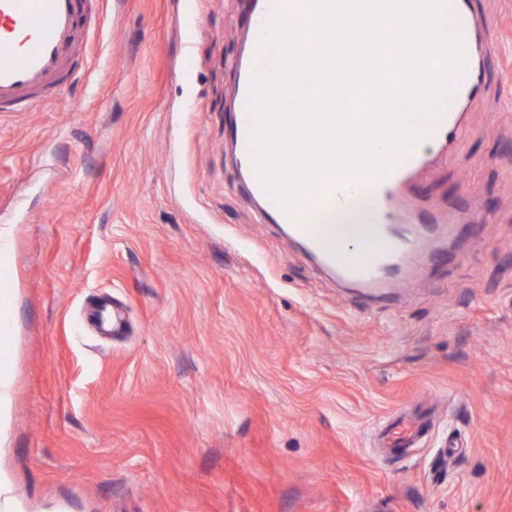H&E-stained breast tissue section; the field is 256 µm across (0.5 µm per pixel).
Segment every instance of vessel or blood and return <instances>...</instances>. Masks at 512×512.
<instances>
[{"label": "vessel or blood", "mask_w": 512, "mask_h": 512, "mask_svg": "<svg viewBox=\"0 0 512 512\" xmlns=\"http://www.w3.org/2000/svg\"><path fill=\"white\" fill-rule=\"evenodd\" d=\"M456 33L472 49L466 66L453 77V92L442 119L428 137L427 149L409 151L384 178L352 179L342 183L320 181L321 192L300 207L286 211L279 207L256 174L250 112V75L255 62L245 66V78L238 85L240 109L232 126L237 160L245 173L252 196L259 201L269 222L284 224L290 236L300 242L321 266L335 273L342 283L380 294L392 287L399 271L420 263L444 261L443 253L424 251L423 241L436 225L448 227L449 236L460 229L475 230L481 217L463 220L456 211L436 213L425 223L426 207L407 198V185L439 152L452 149L463 131L467 105L485 85L480 57L485 49L487 21L475 0H448ZM291 17L306 15L310 0H262L252 24L261 29L274 6ZM86 0H0V112H28L51 100L72 75L73 63L92 33L81 22ZM366 197L371 224L362 252L338 256L331 242L332 228L317 223L324 210L336 207L353 194ZM423 423L409 416L396 417L384 434L386 453L397 454L415 447Z\"/></svg>", "instance_id": "b4317fda"}]
</instances>
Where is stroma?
Here are the masks:
<instances>
[{"label":"stroma","instance_id":"35a3bbf8","mask_svg":"<svg viewBox=\"0 0 512 512\" xmlns=\"http://www.w3.org/2000/svg\"><path fill=\"white\" fill-rule=\"evenodd\" d=\"M257 0H92L51 103L0 112L9 512H512V0L452 159L484 222L371 297L267 223L228 136ZM122 311L118 336L90 319ZM425 413L418 447L377 449Z\"/></svg>","mask_w":512,"mask_h":512}]
</instances>
